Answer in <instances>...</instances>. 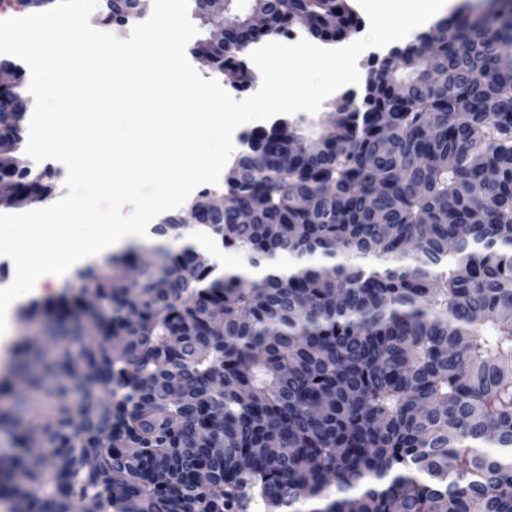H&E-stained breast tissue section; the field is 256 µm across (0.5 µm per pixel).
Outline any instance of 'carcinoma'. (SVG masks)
Segmentation results:
<instances>
[{"label":"carcinoma","instance_id":"obj_1","mask_svg":"<svg viewBox=\"0 0 512 512\" xmlns=\"http://www.w3.org/2000/svg\"><path fill=\"white\" fill-rule=\"evenodd\" d=\"M236 2L211 55L243 84L237 55L264 37L360 26L347 0ZM497 3L372 59L365 95L318 134L252 133L262 163L236 159L224 212L204 189L189 210L208 223L162 228L249 268L155 247L129 286L130 248L26 308L64 345L22 341L0 375L5 512H512V0ZM145 6L105 0V20ZM9 96L17 151L33 100L21 82ZM10 175L22 189L0 210L54 192L47 169Z\"/></svg>","mask_w":512,"mask_h":512}]
</instances>
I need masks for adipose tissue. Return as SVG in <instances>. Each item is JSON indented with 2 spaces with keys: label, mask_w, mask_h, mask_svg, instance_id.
<instances>
[{
  "label": "adipose tissue",
  "mask_w": 512,
  "mask_h": 512,
  "mask_svg": "<svg viewBox=\"0 0 512 512\" xmlns=\"http://www.w3.org/2000/svg\"><path fill=\"white\" fill-rule=\"evenodd\" d=\"M145 230L142 224H112L86 238L79 251L54 262L45 263L33 257L21 262L15 282L0 288V334H8L12 312L19 302L57 290L74 268L89 260L104 259L112 251L137 242L144 237Z\"/></svg>",
  "instance_id": "ef3b65f1"
}]
</instances>
